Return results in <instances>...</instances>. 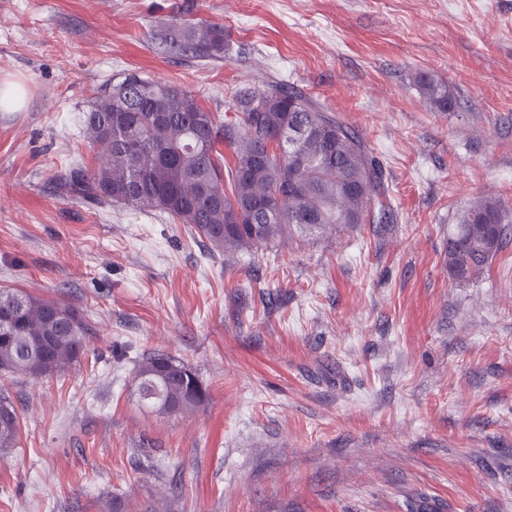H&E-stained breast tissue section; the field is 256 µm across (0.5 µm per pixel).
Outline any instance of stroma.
<instances>
[{
  "mask_svg": "<svg viewBox=\"0 0 512 512\" xmlns=\"http://www.w3.org/2000/svg\"><path fill=\"white\" fill-rule=\"evenodd\" d=\"M183 16L223 25L226 58L168 50ZM123 70L219 119L239 89L295 86L370 142L396 223L227 258L166 214L53 192L93 164L83 113ZM5 80L25 104L0 110V289L97 334L76 365L0 382L21 421L0 512H512V242L475 282L446 263L474 198L512 206V0H0ZM153 353L203 406L140 400ZM421 92L430 105L441 112L448 111L452 106V99L448 94V88L443 83L433 79L421 80Z\"/></svg>",
  "mask_w": 512,
  "mask_h": 512,
  "instance_id": "stroma-1",
  "label": "stroma"
}]
</instances>
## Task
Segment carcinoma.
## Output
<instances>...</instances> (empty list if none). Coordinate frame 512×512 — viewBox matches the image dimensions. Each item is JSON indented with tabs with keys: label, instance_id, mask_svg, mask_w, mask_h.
<instances>
[{
	"label": "carcinoma",
	"instance_id": "obj_1",
	"mask_svg": "<svg viewBox=\"0 0 512 512\" xmlns=\"http://www.w3.org/2000/svg\"><path fill=\"white\" fill-rule=\"evenodd\" d=\"M169 49L210 62L229 50L224 26L181 20L161 38ZM421 92L442 112L452 106L446 85L421 80ZM234 117L222 122L188 89L137 72L112 75L90 101L84 129L99 164L72 160L53 175L63 195L88 206L121 204L169 215L234 256L344 225L394 224L381 162L366 138L320 103L276 80L240 91ZM288 124L298 136L266 139ZM233 149L224 162L221 145ZM291 187L280 208H255ZM512 212L492 197L461 211L448 232V270L457 281L484 275L507 244ZM96 329L86 315L58 300L0 291V378L44 377L76 362ZM138 391L161 414L193 411L206 401L195 372L167 355L142 359ZM20 419L0 421V448H14Z\"/></svg>",
	"mask_w": 512,
	"mask_h": 512
}]
</instances>
